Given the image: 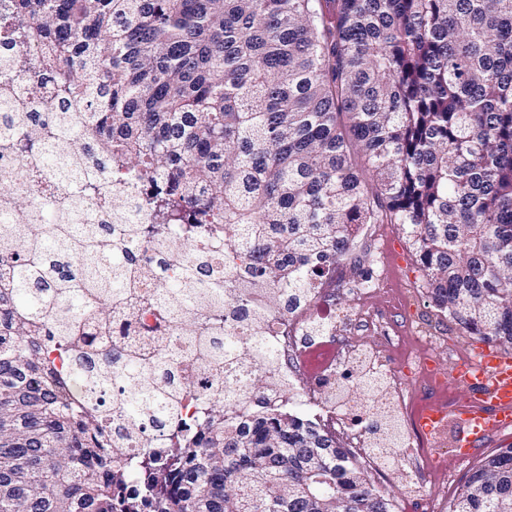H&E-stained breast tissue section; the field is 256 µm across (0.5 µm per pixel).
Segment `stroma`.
Returning <instances> with one entry per match:
<instances>
[{
	"label": "stroma",
	"instance_id": "35a3bbf8",
	"mask_svg": "<svg viewBox=\"0 0 512 512\" xmlns=\"http://www.w3.org/2000/svg\"><path fill=\"white\" fill-rule=\"evenodd\" d=\"M382 230V237L371 243L373 254L365 260L364 267L383 279V287L359 300L351 286H341L336 290L335 305L345 311L360 302L391 317L402 338L400 346L381 348L377 336L366 331L354 332L352 340L367 347L381 348L383 358L397 375L405 399L409 400L420 380L408 371V363L426 357L434 361H451L474 348L475 342L429 307L422 287V274L401 226L386 224ZM469 468V463L464 462L429 472L426 494L438 501L439 512H449L450 503Z\"/></svg>",
	"mask_w": 512,
	"mask_h": 512
}]
</instances>
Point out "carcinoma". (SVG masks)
Here are the masks:
<instances>
[{
    "label": "carcinoma",
    "instance_id": "1",
    "mask_svg": "<svg viewBox=\"0 0 512 512\" xmlns=\"http://www.w3.org/2000/svg\"><path fill=\"white\" fill-rule=\"evenodd\" d=\"M5 34L40 45L14 79L50 72L87 112L38 136L0 126L1 149L70 195L40 200L35 235L0 214V512H395L349 449L265 402L277 357L255 326L304 305L364 225L399 224L430 306L512 345V0H11ZM115 183L145 186L148 222L85 226ZM175 228L200 248L139 306L198 320L193 350L77 347L59 374L54 340L88 320L107 335L138 282L128 241ZM247 357L250 407L198 397L163 459L115 453L103 409L67 397L72 379H123L119 417L162 429L182 389L157 376ZM450 512H512V444L470 468Z\"/></svg>",
    "mask_w": 512,
    "mask_h": 512
}]
</instances>
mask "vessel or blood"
Masks as SVG:
<instances>
[{
    "label": "vessel or blood",
    "instance_id": "1",
    "mask_svg": "<svg viewBox=\"0 0 512 512\" xmlns=\"http://www.w3.org/2000/svg\"><path fill=\"white\" fill-rule=\"evenodd\" d=\"M408 418L423 446L446 441L455 458H475L488 438L512 429V351L482 345L451 372L434 369Z\"/></svg>",
    "mask_w": 512,
    "mask_h": 512
}]
</instances>
